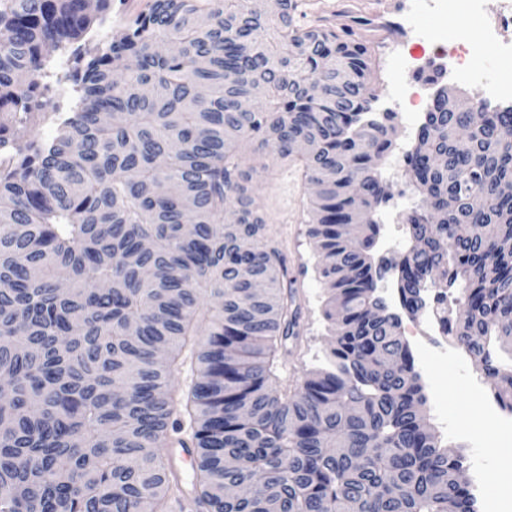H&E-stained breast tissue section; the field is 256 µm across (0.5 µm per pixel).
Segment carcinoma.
<instances>
[{"label": "carcinoma", "instance_id": "carcinoma-1", "mask_svg": "<svg viewBox=\"0 0 512 512\" xmlns=\"http://www.w3.org/2000/svg\"><path fill=\"white\" fill-rule=\"evenodd\" d=\"M111 4L0 0V512H167L184 420L204 512H479L378 293L394 264L374 252L375 161L396 113L377 106L369 44L303 21V0H154L94 43ZM69 45L76 99L40 140L59 111L42 78ZM246 142L312 186L332 338L291 396L274 384L299 309L247 195ZM409 173L404 310L423 309L428 273L439 305L461 284L453 338L512 388L496 356L512 354V102L437 86Z\"/></svg>", "mask_w": 512, "mask_h": 512}]
</instances>
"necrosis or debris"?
<instances>
[{"mask_svg": "<svg viewBox=\"0 0 512 512\" xmlns=\"http://www.w3.org/2000/svg\"><path fill=\"white\" fill-rule=\"evenodd\" d=\"M481 2L467 0L471 32L465 35L463 42L448 48L438 44L434 31L414 28L410 31L411 40L426 43L428 52L415 56L399 50L389 57L387 64L395 76L396 91L383 96L379 107L384 110L392 104L404 111L410 135H417L430 109V63H437L443 79L465 82L475 76L486 46H494L501 56H512V38L506 35L512 28V0H500V9L492 18L482 12Z\"/></svg>", "mask_w": 512, "mask_h": 512, "instance_id": "obj_1", "label": "necrosis or debris"}]
</instances>
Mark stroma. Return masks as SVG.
I'll list each match as a JSON object with an SVG mask.
<instances>
[{
  "mask_svg": "<svg viewBox=\"0 0 512 512\" xmlns=\"http://www.w3.org/2000/svg\"><path fill=\"white\" fill-rule=\"evenodd\" d=\"M153 2L113 0L104 22L95 30L97 40L109 42L119 37L127 22L148 11ZM239 164L252 175V192L268 216L267 234L282 253L287 278L302 308L298 335L289 339L282 355L288 388L294 391L309 371L322 365L331 339L330 324L323 314L326 290L316 273L319 255L308 235L310 187L299 178L290 193H283L281 179L288 168L265 148L245 146ZM420 374L427 396V423L448 448L463 457L464 477L471 486L497 490L499 506L495 512H512V479L504 475L497 461L508 444L499 436L487 437L469 426L470 420L493 401L492 380L476 372L471 361L451 358L434 360L421 368Z\"/></svg>",
  "mask_w": 512,
  "mask_h": 512,
  "instance_id": "35a3bbf8",
  "label": "stroma"
}]
</instances>
